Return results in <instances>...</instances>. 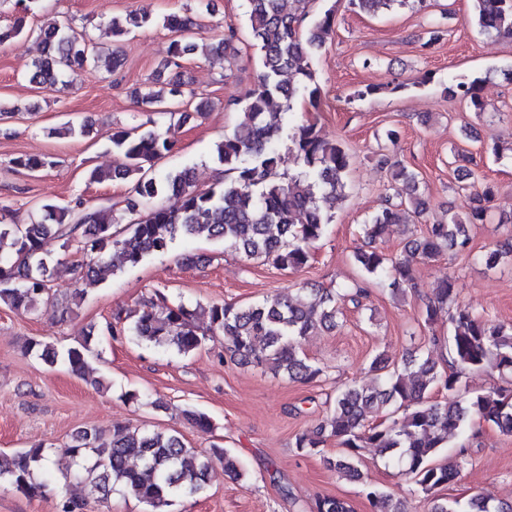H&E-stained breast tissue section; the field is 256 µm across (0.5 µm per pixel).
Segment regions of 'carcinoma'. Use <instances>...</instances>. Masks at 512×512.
Instances as JSON below:
<instances>
[{
    "instance_id": "carcinoma-1",
    "label": "carcinoma",
    "mask_w": 512,
    "mask_h": 512,
    "mask_svg": "<svg viewBox=\"0 0 512 512\" xmlns=\"http://www.w3.org/2000/svg\"><path fill=\"white\" fill-rule=\"evenodd\" d=\"M424 0H349L353 9L378 12L397 5ZM15 0L18 16L12 25L0 29V44L25 37L43 51L33 63L29 83L37 88L54 85L101 58L92 38L84 31L60 25L53 19L34 22L31 3ZM246 15L254 45L259 50L260 72L254 87L239 101L243 117L234 133L216 143L214 152L224 165V182L206 190L197 188L189 168L158 173L159 160L174 148L171 137L132 127L110 136L112 152L120 162L110 170L93 169V183L121 180L130 184L121 208L88 207L78 200L73 206L44 203L40 218L28 224L7 222L10 209L0 205V305L19 314H32L42 304L52 303L58 263L43 252L46 238L63 240L62 247L80 244L85 254L101 255L107 247L118 249L122 262L131 266L146 257L163 253L178 239L206 237L221 240L224 246L248 260L267 262L284 271H297L308 265L313 249L323 237L332 215L319 199L344 195L351 157L340 142L325 139L317 124L296 121L292 112L274 109L276 100L291 103L297 96H308L318 106L320 88L310 68L311 54L325 44L333 32L334 12L327 9L308 28L302 23L310 15L315 0H246ZM153 22L150 15L128 13L109 21L114 38L127 36ZM471 22L487 35L512 40V0H474ZM163 25L174 33L164 68H174V76L157 81L135 92L136 102L154 112L168 114L176 125L190 112H208L212 102L186 99L187 84L182 68L193 45L185 34L202 28L197 16L169 15ZM237 28L228 23L224 34L212 45L215 54L235 50ZM454 94L467 100L474 111L482 110L478 80L459 82ZM93 126L79 127L68 121L50 134L89 138ZM291 143L300 166L288 180L278 174L281 157L280 137ZM391 168V180L405 192L400 204H390L362 225L367 248L355 253L354 261L362 279L351 286L310 289L308 296H275L243 306L213 304L208 308V324L196 323V310L175 303L155 291L139 308L118 311L112 319L91 328L89 333L59 351L33 339L26 352L51 365H61L83 377L91 370L95 344L102 336L112 340L130 339L147 348L189 355L203 348L213 336H224V349L232 360L283 373L291 380L313 382L323 370L302 352V342L312 333L339 327L341 306L347 300L361 305L366 286L372 280L389 279L394 291H401L414 280L415 266L437 258L445 251L470 250V231L489 219L493 190L480 189L470 181L472 170L461 186L470 202L465 216L448 217L446 224H431L421 236H408L402 256L392 258L374 247L377 239L392 226H408L409 216L419 215L426 202L419 193V175L384 155L378 159ZM53 161L46 157L20 154L8 160L11 170L38 172ZM171 195L174 207L156 206L154 199ZM115 264L99 259L85 263L83 277L101 282L114 273ZM456 280L450 276L437 288L435 299L421 314L423 326L433 325L448 314V367L438 365L429 355L436 349V338L407 353L400 364L389 362L381 353L370 363L374 378L368 385L354 382L336 390L326 413L311 430L295 436L293 447L313 453L329 440L340 452L334 469L340 476L360 481L358 468L362 452L374 448L386 458L403 465V474L417 486L429 504V512H512V501L482 494L466 501L452 502L437 495L458 474L459 463H437L443 448L460 438L473 420L495 426L512 435V395L498 387L479 392L467 391L463 381L469 372L497 371L512 374V324L497 323L473 314L466 308H452ZM448 394V399H431L432 392ZM183 417L200 430L211 428L209 416L184 410ZM77 464V477L88 495L107 501L114 491L134 495L147 506V512H165L175 500L201 493L214 464L224 472L243 479L237 460L215 444L209 455L200 458L174 433L116 424L112 433L82 430L65 446ZM55 448L43 444L0 453V483L33 498L47 494L52 477ZM364 495L373 512H407L404 502L370 484ZM313 512H353L351 505L337 497H319Z\"/></svg>"
}]
</instances>
